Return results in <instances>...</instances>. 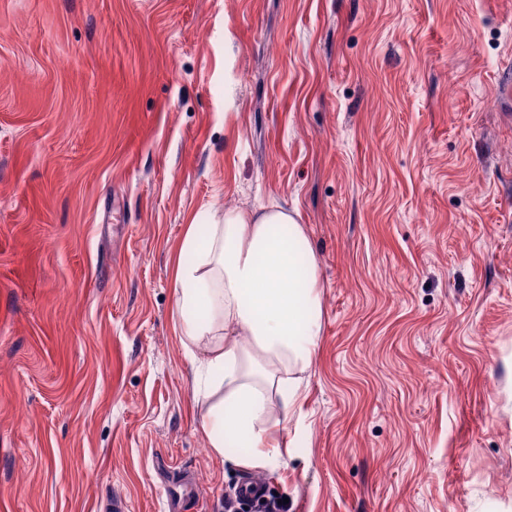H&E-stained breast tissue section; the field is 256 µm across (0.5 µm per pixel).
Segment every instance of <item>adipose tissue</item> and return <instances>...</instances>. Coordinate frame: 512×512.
I'll use <instances>...</instances> for the list:
<instances>
[{
  "label": "adipose tissue",
  "instance_id": "adipose-tissue-1",
  "mask_svg": "<svg viewBox=\"0 0 512 512\" xmlns=\"http://www.w3.org/2000/svg\"><path fill=\"white\" fill-rule=\"evenodd\" d=\"M175 289L179 332L204 349L198 385L210 448L225 456L235 435L248 449L235 457L238 467L284 465L280 426L295 412L323 328L304 225L278 205L193 222L179 247Z\"/></svg>",
  "mask_w": 512,
  "mask_h": 512
}]
</instances>
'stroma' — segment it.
Returning a JSON list of instances; mask_svg holds the SVG:
<instances>
[{
    "label": "stroma",
    "instance_id": "1",
    "mask_svg": "<svg viewBox=\"0 0 512 512\" xmlns=\"http://www.w3.org/2000/svg\"><path fill=\"white\" fill-rule=\"evenodd\" d=\"M512 0H0V512H225L194 216L305 224L282 512H512Z\"/></svg>",
    "mask_w": 512,
    "mask_h": 512
}]
</instances>
